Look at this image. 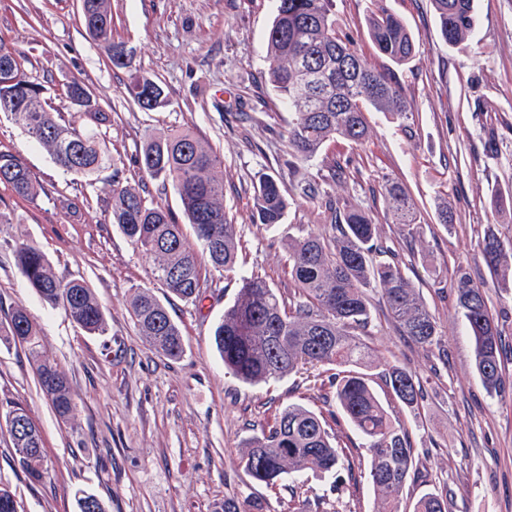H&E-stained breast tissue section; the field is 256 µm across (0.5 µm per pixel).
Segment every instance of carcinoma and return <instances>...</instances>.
Instances as JSON below:
<instances>
[{"label": "carcinoma", "mask_w": 512, "mask_h": 512, "mask_svg": "<svg viewBox=\"0 0 512 512\" xmlns=\"http://www.w3.org/2000/svg\"><path fill=\"white\" fill-rule=\"evenodd\" d=\"M374 2L367 18L370 39L394 64H410L416 56L415 35L386 0ZM431 3L445 43L456 45L475 30L474 0ZM81 12L85 30L104 46L112 65L131 72L127 91L134 103L145 111L164 106L162 86L138 74L133 62L120 60L124 43L112 40V24L99 23L111 18L108 0H81ZM266 44L269 84L293 114L284 137L288 147L305 159L315 157L336 138L364 144L372 133L368 112H387L402 121L413 115L414 106L400 87L369 66L350 41L337 35L333 0H278ZM17 55L14 47L0 41V114L22 127L50 151L58 166L77 177L88 179L113 165L98 129L108 115L76 98L87 91L86 85L73 79L66 86V97L96 120V126L78 130L58 122L57 113L47 108L45 86L21 71ZM371 86L383 88L384 93L365 95ZM139 164L148 177L177 190L201 252L187 246L182 225L170 212L147 203L140 185L122 180L117 168L112 171V223L151 260L153 278L172 296L197 302L207 287L200 256L219 272H233L237 264V227L224 209V185L215 175L219 158L192 133L176 132L148 137ZM0 183L9 184L23 197L36 194L31 172L21 157L9 152L0 151ZM384 197L389 223L403 230L418 223L416 208L400 184L386 182ZM288 205L280 178L261 176L254 185V223L270 228L283 223ZM328 209L334 215L343 212V218L335 219L332 237L308 234L288 244L294 283L289 303L280 301L261 277L241 276L234 304L224 310L215 326L214 343L224 368L249 383L304 368L335 366L336 404L368 441L377 512H398L399 494L410 472L417 469L414 449L406 429L392 421L389 409L373 391L365 373L373 352L354 331L369 324L368 289L378 287L403 335L414 342L433 344L439 336L438 325L399 264L378 259L371 215L360 209H342L331 200ZM478 248L493 275L509 281L512 265L504 242L489 232ZM15 257L19 272L44 301L62 308L88 333H105V310L84 281L57 277L45 255L25 241L16 243ZM456 295L474 339L476 372L488 392H500L504 389L500 332L485 290L462 276ZM131 307L134 322L149 345L170 359L180 358L183 336L167 308L147 290L134 294ZM18 336L26 343L28 361L57 416L71 419L76 403L69 381L46 354L39 330L21 308L11 310L0 323V340L11 343ZM387 382L399 403L411 409L419 404L422 394L415 372L393 364ZM6 422L18 466L30 481H42L49 464L39 429L17 404L10 407ZM348 462L345 449L338 446L321 415L295 403L249 438L238 456V465L249 477L271 486L307 470H350ZM213 512H262V505L230 498ZM413 512H448V501L428 492L415 501Z\"/></svg>", "instance_id": "cac0c4a2"}]
</instances>
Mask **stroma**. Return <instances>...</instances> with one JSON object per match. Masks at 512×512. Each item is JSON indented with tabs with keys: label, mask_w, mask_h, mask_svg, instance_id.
<instances>
[{
	"label": "stroma",
	"mask_w": 512,
	"mask_h": 512,
	"mask_svg": "<svg viewBox=\"0 0 512 512\" xmlns=\"http://www.w3.org/2000/svg\"><path fill=\"white\" fill-rule=\"evenodd\" d=\"M112 37L126 42L141 73L156 80L166 106L141 110L129 98L127 70L113 67L86 33L80 0H0V40L14 46L24 72L45 85L52 108L70 124L87 118L65 97L74 79L89 88L109 116L102 126L124 180L146 185L147 202L167 208L186 226L172 184L145 177L138 159L147 134L194 133L218 154L216 177L237 226L240 271L255 273L281 296L294 284L288 243L308 233L331 234L326 197L372 214L375 242L395 253L405 276L435 318L430 346L403 336L380 290L369 293L371 320L359 330L376 351L371 386L393 406L415 450L401 512L427 492L447 496L450 512H512V288L489 271L477 244L486 229L512 240V207H494V195L512 192V0H476L474 37L446 44L430 0H387L416 37L417 54L399 67L373 45L366 19L372 0H334L341 37L366 62L390 73L414 106L406 126L391 115L368 113L374 134L362 146L328 142L314 158L291 154L282 133L292 118L279 108L266 80V33L277 0H110ZM22 158L39 185L36 198L0 183V321L22 307L41 330L49 358L69 380L77 410L61 420L43 394L21 345L0 344V485L18 512H78L76 494H95L107 512H213L227 498L260 500L264 512H289L298 493L306 512H374L368 477L351 481L312 471L269 487L238 465L244 442L286 405L298 403L326 421L340 444L368 461L367 442L336 407L332 366L320 367L321 385L306 370L247 384L227 372L213 345L215 323L233 304L238 273L204 266L201 303L170 295L151 264L110 217L112 171L78 179L9 118L0 117V151ZM343 178L330 181L332 168ZM115 168V169H116ZM277 173L291 201L283 224H254L253 186ZM400 183L421 221L403 230L385 220L386 181ZM319 182L323 195L308 196ZM453 216L440 224L438 204ZM28 241L64 279L84 280L107 315L105 334H91L62 309L44 302L19 273L14 245ZM484 285L502 339L505 390L491 395L474 370V340L456 304L460 277ZM153 293L182 330L185 351L170 359L151 348L134 324L130 297ZM411 368L422 399L416 409L393 400L385 376L392 364ZM22 405L39 428L52 470L30 482L14 462L5 413Z\"/></svg>",
	"instance_id": "obj_1"
}]
</instances>
